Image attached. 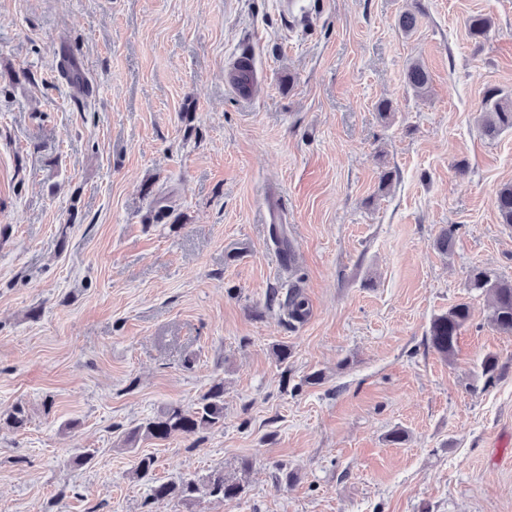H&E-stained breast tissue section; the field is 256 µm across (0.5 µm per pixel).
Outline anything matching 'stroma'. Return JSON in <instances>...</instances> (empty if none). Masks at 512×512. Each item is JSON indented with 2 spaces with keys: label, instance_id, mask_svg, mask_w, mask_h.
I'll return each mask as SVG.
<instances>
[{
  "label": "stroma",
  "instance_id": "35a3bbf8",
  "mask_svg": "<svg viewBox=\"0 0 512 512\" xmlns=\"http://www.w3.org/2000/svg\"><path fill=\"white\" fill-rule=\"evenodd\" d=\"M307 2L303 29L278 0H0V512H142L144 454L160 481L245 486L153 512H512V335L469 286L512 280V130L480 124L486 88L512 95V0ZM292 286L301 322L270 302ZM462 301L445 358L426 333ZM217 378L223 426L127 449ZM245 57V63L246 67L243 70H236L237 73H243V75L240 77L239 81H235V84L233 85L235 89V93L239 96V98L242 101L247 100L248 98H251V89L252 84L255 77V71H256V62L254 59V56L251 53H246ZM243 80V81H241ZM495 206L500 224L512 226V183L503 184L495 192Z\"/></svg>",
  "mask_w": 512,
  "mask_h": 512
}]
</instances>
